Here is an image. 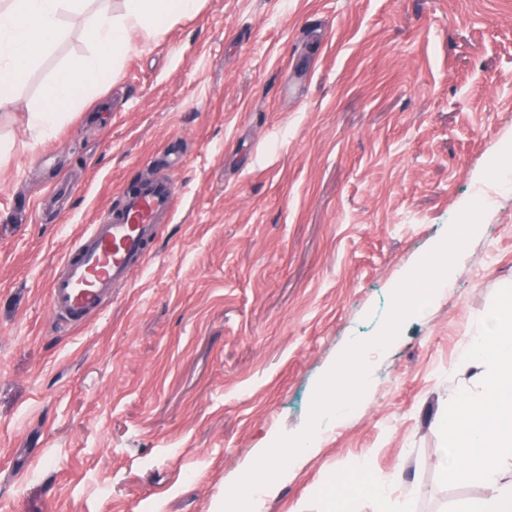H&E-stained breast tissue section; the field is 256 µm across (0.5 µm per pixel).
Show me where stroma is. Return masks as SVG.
I'll use <instances>...</instances> for the list:
<instances>
[{"mask_svg": "<svg viewBox=\"0 0 512 512\" xmlns=\"http://www.w3.org/2000/svg\"><path fill=\"white\" fill-rule=\"evenodd\" d=\"M65 28L0 116V512H212L474 200L451 286L265 512H336V471L357 493L385 481L390 512L482 498L440 484L438 417L512 285V191L488 175L512 149V0H200L38 140L29 112L93 49L86 17ZM168 173L176 211L145 267L58 330L47 285L68 248Z\"/></svg>", "mask_w": 512, "mask_h": 512, "instance_id": "obj_1", "label": "stroma"}]
</instances>
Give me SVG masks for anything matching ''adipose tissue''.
I'll list each match as a JSON object with an SVG mask.
<instances>
[{
  "instance_id": "ef3b65f1",
  "label": "adipose tissue",
  "mask_w": 512,
  "mask_h": 512,
  "mask_svg": "<svg viewBox=\"0 0 512 512\" xmlns=\"http://www.w3.org/2000/svg\"><path fill=\"white\" fill-rule=\"evenodd\" d=\"M87 3L0 0V109L12 103L16 87L41 54L63 38V14L84 13ZM197 6V0H124L118 16H94L90 21L94 51L72 61L48 86L45 105L29 114V129L39 138L55 134L64 118V105L75 101L78 89L113 72L134 38L160 33L169 21L194 12Z\"/></svg>"
}]
</instances>
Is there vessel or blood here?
<instances>
[{
	"instance_id": "obj_1",
	"label": "vessel or blood",
	"mask_w": 512,
	"mask_h": 512,
	"mask_svg": "<svg viewBox=\"0 0 512 512\" xmlns=\"http://www.w3.org/2000/svg\"><path fill=\"white\" fill-rule=\"evenodd\" d=\"M177 193L172 177H152L101 211L50 279V310L57 322L83 324L111 301L115 285L129 282L145 266L160 221L173 215Z\"/></svg>"
}]
</instances>
